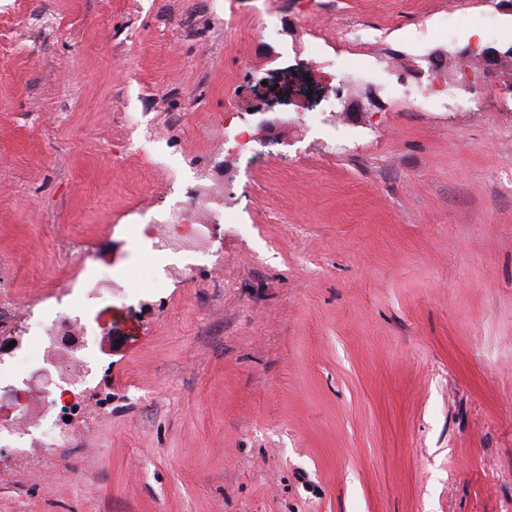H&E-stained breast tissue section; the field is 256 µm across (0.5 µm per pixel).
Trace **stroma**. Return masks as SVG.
Here are the masks:
<instances>
[{
    "mask_svg": "<svg viewBox=\"0 0 512 512\" xmlns=\"http://www.w3.org/2000/svg\"><path fill=\"white\" fill-rule=\"evenodd\" d=\"M455 16L502 52L483 111L392 97L459 71ZM511 46L512 0H0V365L174 181L247 215L99 305L70 459L0 450V512H512ZM367 64L310 132L299 87Z\"/></svg>",
    "mask_w": 512,
    "mask_h": 512,
    "instance_id": "35a3bbf8",
    "label": "stroma"
}]
</instances>
